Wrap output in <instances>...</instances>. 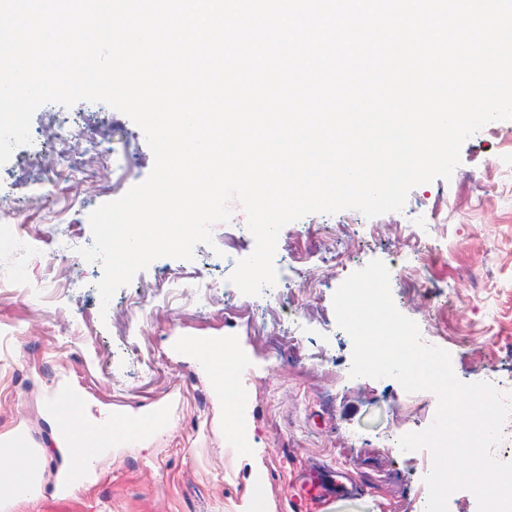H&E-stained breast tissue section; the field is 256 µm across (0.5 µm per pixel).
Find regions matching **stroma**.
Returning a JSON list of instances; mask_svg holds the SVG:
<instances>
[{
    "instance_id": "35a3bbf8",
    "label": "stroma",
    "mask_w": 512,
    "mask_h": 512,
    "mask_svg": "<svg viewBox=\"0 0 512 512\" xmlns=\"http://www.w3.org/2000/svg\"><path fill=\"white\" fill-rule=\"evenodd\" d=\"M65 116L98 130L112 161L92 174L69 170L90 146L72 139L43 148L44 130ZM30 144L0 166V440L23 437L43 456L33 496L1 498L0 512H249L254 476L267 477L269 512H298L301 481L347 473L352 487L324 512H426L428 452H401L404 433L427 428L437 398L405 392L391 378L351 377L352 342L341 332L333 294L348 274L382 260L397 309L449 352L461 381H485L512 397V121H494L467 139L450 180L413 188L402 211L366 218L355 210L312 213L284 226L271 299L247 296L228 279L255 242L246 225H214L212 245L193 260H155L102 306V266L88 217L143 182L154 166L143 131L103 103L35 112ZM72 249L58 253L56 220ZM33 231L16 241L18 224ZM351 252L346 270L338 251ZM432 264L424 288L401 286L406 265ZM179 283L160 290L164 272ZM307 287L300 305L295 289ZM298 320L301 340H282L268 323ZM224 340L245 354L252 448L228 443L224 396L209 367L187 352L191 340ZM78 399L92 427L115 428L161 411L150 436L105 448L86 481L59 493L72 465L58 435L53 399Z\"/></svg>"
}]
</instances>
